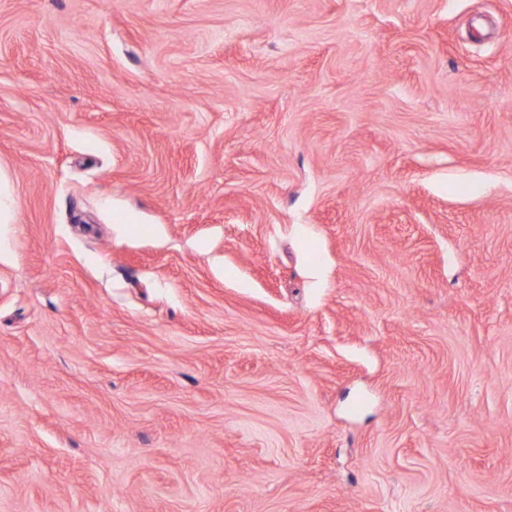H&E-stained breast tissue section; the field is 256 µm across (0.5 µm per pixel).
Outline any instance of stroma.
<instances>
[{"instance_id": "35a3bbf8", "label": "stroma", "mask_w": 512, "mask_h": 512, "mask_svg": "<svg viewBox=\"0 0 512 512\" xmlns=\"http://www.w3.org/2000/svg\"><path fill=\"white\" fill-rule=\"evenodd\" d=\"M0 512H512V0H0Z\"/></svg>"}]
</instances>
